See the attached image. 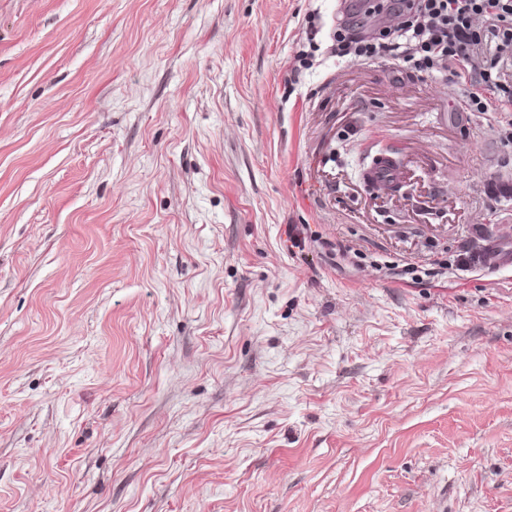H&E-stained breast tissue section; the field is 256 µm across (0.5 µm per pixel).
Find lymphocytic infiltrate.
I'll return each instance as SVG.
<instances>
[{
  "mask_svg": "<svg viewBox=\"0 0 512 512\" xmlns=\"http://www.w3.org/2000/svg\"><path fill=\"white\" fill-rule=\"evenodd\" d=\"M369 15L394 16L373 33L337 24L330 52L370 63L390 60L421 74L440 72L467 109L512 112V0H364Z\"/></svg>",
  "mask_w": 512,
  "mask_h": 512,
  "instance_id": "1",
  "label": "lymphocytic infiltrate"
}]
</instances>
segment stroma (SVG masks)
I'll use <instances>...</instances> for the list:
<instances>
[{"label": "stroma", "instance_id": "obj_1", "mask_svg": "<svg viewBox=\"0 0 512 512\" xmlns=\"http://www.w3.org/2000/svg\"><path fill=\"white\" fill-rule=\"evenodd\" d=\"M353 5L0 0V512H512V114ZM317 18V12H314L312 14H310L307 18V39L309 41V45L310 47L313 49H316V50H313L311 53H308V52H304V51H301L302 53H298L297 56H295V62H294V65H293V68L292 70H294V72H298L299 70H301L302 68L305 69V70H308V69H311L314 67V65L316 64V58H315V54L314 52L318 51L319 50V47L314 46L313 44V41L315 40V37H316V34H317V30H316V24H315V19ZM313 44V46H312ZM403 175L402 165H395L390 158L383 157L373 163L369 169L367 183L373 190L379 191V189L399 181ZM483 265L487 268L512 267V249L501 244H490L483 255Z\"/></svg>", "mask_w": 512, "mask_h": 512}]
</instances>
